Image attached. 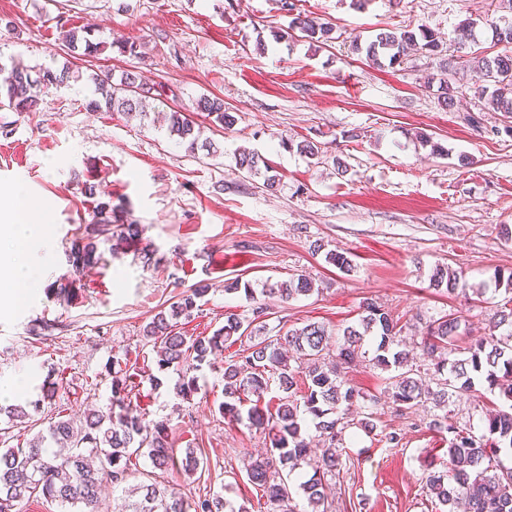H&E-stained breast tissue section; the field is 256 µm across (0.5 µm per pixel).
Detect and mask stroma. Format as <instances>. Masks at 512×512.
Returning <instances> with one entry per match:
<instances>
[{
	"mask_svg": "<svg viewBox=\"0 0 512 512\" xmlns=\"http://www.w3.org/2000/svg\"><path fill=\"white\" fill-rule=\"evenodd\" d=\"M299 11L332 22L337 38L326 48L288 37L289 18L276 0H0V66L36 70L71 65L81 78L42 96L35 111L0 108V203L14 188L48 215V249L35 263L40 286L0 283V293L24 292V301L0 303V384L28 381L19 404L37 399L45 379L64 385L55 401L22 422L0 415V442L26 447L59 411L105 408L112 357L147 361L144 326L170 310L180 294L206 282L200 308L177 329L209 336L226 313L247 317L252 301L224 291L239 278L261 289L303 274L311 295L270 299L266 335L317 321L338 330L359 318L364 299L384 306L402 334H418L417 319L461 312L469 329L461 345L489 334L500 299L494 275L512 272V115L462 87L443 108L428 82L433 59L415 51L394 68H377L353 43L388 28L425 24L439 33L449 55L465 59L501 53L483 24L492 0H296ZM476 21L464 38L461 21ZM89 27L93 41L134 39L144 58L106 50L70 59L64 27ZM135 72L152 89L146 113L89 111L94 73ZM203 95L223 98L235 117L230 128L196 112ZM179 110L201 128L198 146L167 130ZM308 140L319 155L299 153ZM441 152H434V145ZM264 158L277 176L240 170L242 151ZM95 187L84 192L85 184ZM142 228L139 239L112 246L98 241L101 264L76 282L66 303L53 286L68 272L67 253L77 229L98 203ZM344 253L351 271L327 262L315 244ZM456 270L461 290L452 298L430 286L434 268ZM198 373L199 391L176 393L179 371L160 373L159 386L135 376L132 401L146 420H166L176 450L197 448L202 469L167 473L182 492L223 494L248 512H272L246 476V460L269 440L247 423L224 419V361ZM387 374L370 361L346 371L362 393L353 412L373 413L378 433L346 430L342 472L330 485L332 512H441L425 487L429 464L448 459L446 434L428 429L433 409L411 413L388 403ZM498 393L462 396L448 421L482 433L487 415L505 407ZM401 433V444L385 435Z\"/></svg>",
	"mask_w": 512,
	"mask_h": 512,
	"instance_id": "35a3bbf8",
	"label": "stroma"
}]
</instances>
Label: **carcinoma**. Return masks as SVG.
I'll use <instances>...</instances> for the list:
<instances>
[{
	"mask_svg": "<svg viewBox=\"0 0 512 512\" xmlns=\"http://www.w3.org/2000/svg\"><path fill=\"white\" fill-rule=\"evenodd\" d=\"M280 10L291 16L288 29L314 47L335 40V28L296 12L291 0H279ZM492 38L508 50L494 57L477 60V93L487 96L488 104L499 112L512 114V21L504 17L489 20ZM65 48L85 55L101 51L100 43L79 34L77 28L67 30ZM354 50L365 54L377 66L401 63L412 50H421L438 62V98L446 107L454 104L457 93V68L445 58L446 50L434 30L421 25L417 30L405 28L381 31L372 39L357 43ZM78 80L67 67L32 70L13 66L0 68V107L17 112H30L39 104L38 93L65 87ZM95 93L87 107L119 112H143L151 98V88H143L138 76L124 72L119 80L112 73L92 76ZM196 110L214 117L224 128L232 126L235 117L225 111L224 100L204 96L197 100ZM169 131L196 144L194 122L174 111L167 117ZM240 169L250 175L259 171L260 157L251 152L239 154ZM110 204L100 203L91 215L93 232L112 239ZM70 266L66 282L57 292L69 303L75 297L74 284L88 269L101 260L93 242L73 243L67 254ZM495 291H504L497 303L492 329L503 332L483 338L467 347L458 345L463 335L462 316L445 313L425 322L422 352L425 363L410 361L401 348L397 322L385 308L371 298L365 300L358 321L333 333L319 322H310L252 344L238 360L224 362V402L218 411L268 435L270 448L264 456L252 459L246 467L250 483L262 490L276 512H296L288 484L290 476L308 463L311 454L307 441V421L323 440L318 471L300 484L308 512H329L325 493L328 480L340 474L341 441L354 400L360 396L346 384L342 368L358 357L365 339L376 337L371 361L384 371H391L386 392L399 411L429 403L445 409L453 399L471 392L483 380L490 389L510 402L488 419L486 432L476 435L446 423L448 416L433 419L428 427L448 430V463L442 470L427 473L425 485L446 512L465 505L466 512H512V469H492L485 462L501 452H512V272L494 276ZM430 285L443 288L452 295L459 287L456 271L442 266L434 269ZM243 291L255 301L252 318L235 313L225 316L224 326L211 336H186L175 330L171 320L189 318L198 309L197 300L207 292L198 285L181 293L170 313H157L143 328V337L156 348L155 364L163 371L171 367L183 369L179 393L188 399L197 392L198 376L194 372L212 366L211 356L226 345L234 344L247 332H256L252 324L268 315L269 306L255 299L250 285L234 280L224 291ZM315 291L313 281L303 274L276 287L266 289L272 297L286 302ZM109 367L117 368L112 376V398L106 409L86 414L83 420L58 415L47 428L39 431L26 448L0 449V512H19V505L32 498H43L58 505L60 512H248L243 505L235 507L220 495L198 497L192 501L176 488L156 480L143 482L141 498L123 500L110 508L102 498L106 485L118 486L134 473L133 459L146 456L154 469L161 472L181 467L187 474L198 469L203 460L193 448L177 459L172 448L170 426L165 420L148 421L133 407L127 380L130 375L119 368V360ZM283 393L275 412L260 407V400L271 383ZM59 383L41 388V395L28 406H14L6 411L8 420L30 417L27 407L37 412L43 403L53 400Z\"/></svg>",
	"mask_w": 512,
	"mask_h": 512,
	"instance_id": "1",
	"label": "carcinoma"
}]
</instances>
